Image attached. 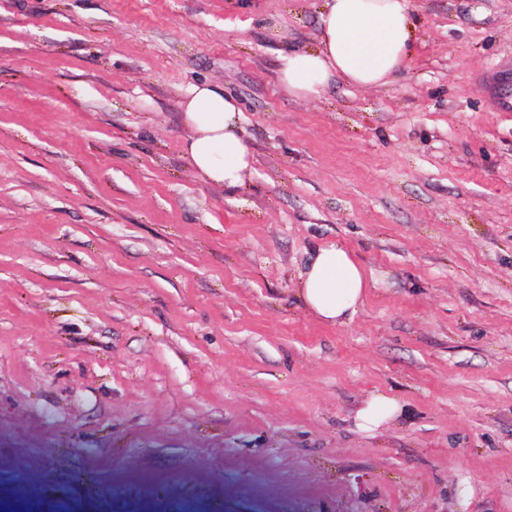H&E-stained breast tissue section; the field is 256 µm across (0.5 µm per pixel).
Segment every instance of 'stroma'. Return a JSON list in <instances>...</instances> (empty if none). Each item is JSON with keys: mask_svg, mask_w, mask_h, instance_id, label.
<instances>
[{"mask_svg": "<svg viewBox=\"0 0 512 512\" xmlns=\"http://www.w3.org/2000/svg\"><path fill=\"white\" fill-rule=\"evenodd\" d=\"M324 0H0V512H512V0H411L393 84H280ZM238 99L228 193L187 88ZM339 242L344 324L298 295ZM399 398L368 434L371 393ZM483 89L487 92L497 108L504 112H512V81L503 72H493L485 78ZM182 107L187 133L181 149L196 174L227 192L242 187L254 155L243 135L240 103L223 87L203 83L186 90ZM367 288L364 269L355 256L339 244H328L313 252L297 290L314 316L342 324L356 314ZM401 413L402 404L397 397L379 393L371 396L357 411V427L373 433L396 420Z\"/></svg>", "mask_w": 512, "mask_h": 512, "instance_id": "1", "label": "stroma"}]
</instances>
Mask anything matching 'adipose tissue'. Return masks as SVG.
I'll return each mask as SVG.
<instances>
[{
    "label": "adipose tissue",
    "mask_w": 512,
    "mask_h": 512,
    "mask_svg": "<svg viewBox=\"0 0 512 512\" xmlns=\"http://www.w3.org/2000/svg\"><path fill=\"white\" fill-rule=\"evenodd\" d=\"M320 47L280 58L279 81L295 97H318L332 82L361 89L394 83L413 53L411 0H325L320 14ZM186 136L181 149L206 183L232 192L251 173L253 152L243 135L239 102L223 87L190 86L182 104ZM368 288L365 272L346 248L318 247L301 274L298 294L323 322L353 318ZM402 412L397 397L371 396L356 413L358 428L372 433Z\"/></svg>",
    "instance_id": "obj_1"
}]
</instances>
